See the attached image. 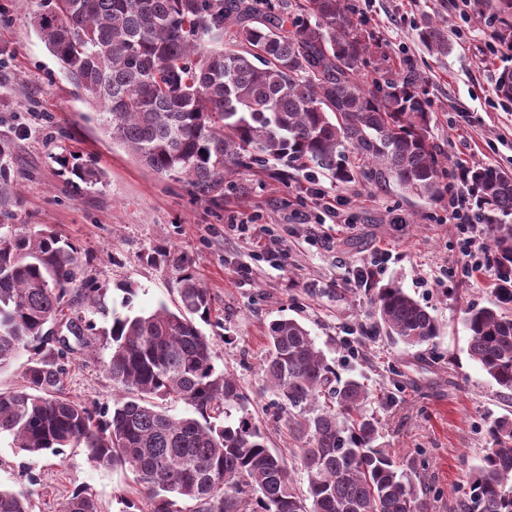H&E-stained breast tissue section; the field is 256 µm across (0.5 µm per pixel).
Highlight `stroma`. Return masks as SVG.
Listing matches in <instances>:
<instances>
[{"instance_id": "1", "label": "stroma", "mask_w": 512, "mask_h": 512, "mask_svg": "<svg viewBox=\"0 0 512 512\" xmlns=\"http://www.w3.org/2000/svg\"><path fill=\"white\" fill-rule=\"evenodd\" d=\"M38 0H0V139L9 141L20 206L10 230L54 232L79 246L85 273L101 285L104 310L91 347L68 366L64 386L76 401L111 404L119 389L104 363L113 314L148 312L173 303L169 267L146 257L158 246L185 252L208 289L212 318L203 325L218 368L248 395L245 410L266 432L269 448L289 458L298 489L307 486L299 441L285 425L278 397L260 371L267 327L297 318L341 378L384 392L370 408L380 425L376 444L391 449L422 489L429 512H463L469 477L488 446L489 424L512 419V392L501 389L467 352L465 310L493 306L494 276L470 277L447 203L405 194L396 184H341L328 173H293L278 162L240 173L236 190L214 203L182 183L158 177L89 121L90 108L63 75L34 23ZM385 43L392 61L426 76L432 104L430 136L449 167L478 162L512 169V102L496 91L512 53L492 51L489 28L466 0H352ZM434 19L452 50L429 52L418 28ZM78 155L103 172L90 187L57 162ZM340 201L341 223L320 221L317 192ZM388 255L377 285L393 282L426 306L438 333L410 347L376 333L377 285L355 282L358 270ZM134 295H126V288ZM35 483H28V476ZM0 486L29 490L32 512H59L76 489L101 512H122L137 498L130 470L102 471L83 449L65 458L34 456L0 438Z\"/></svg>"}]
</instances>
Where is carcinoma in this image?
<instances>
[{
	"instance_id": "cac0c4a2",
	"label": "carcinoma",
	"mask_w": 512,
	"mask_h": 512,
	"mask_svg": "<svg viewBox=\"0 0 512 512\" xmlns=\"http://www.w3.org/2000/svg\"><path fill=\"white\" fill-rule=\"evenodd\" d=\"M494 39L512 50V0H469ZM35 22L76 93L113 141L162 178L217 202L242 169L273 160L343 184L389 181L431 203L458 179L431 141L432 106L414 67L391 73L375 31L348 0H40ZM291 29H285V23ZM236 41L224 45V28ZM432 51L450 50L432 19L419 28ZM81 182L101 171L58 158ZM488 233L495 293L512 303V170L466 167ZM19 197L10 145L0 140V229ZM171 267L175 308L115 316L105 369L124 394L88 406L63 392L71 355L89 346L99 288L84 277L80 249L51 231L0 233V368L25 351L24 384L0 391V436L30 454L82 448L97 468L131 470L139 494L123 512H427V500L394 455L375 445L368 389L341 379L309 330L281 316L267 329L265 378L288 407L306 492L288 461L244 412L236 379L214 364L199 323L211 298L191 260L166 249L148 257ZM384 335L408 346L432 340L434 317L400 286L378 288ZM468 355L512 391V317L499 308L465 312ZM183 401L199 417L176 418L157 401ZM465 512H512V422L489 429ZM0 512H31L28 494L0 488ZM59 512H99L76 490Z\"/></svg>"
}]
</instances>
